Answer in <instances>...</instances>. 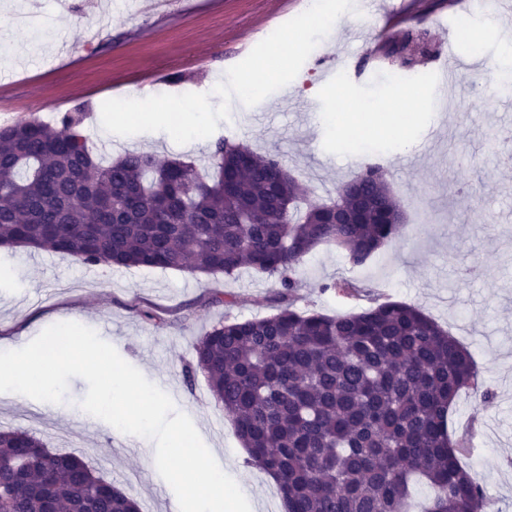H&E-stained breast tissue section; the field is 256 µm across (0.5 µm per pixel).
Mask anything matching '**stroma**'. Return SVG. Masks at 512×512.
Instances as JSON below:
<instances>
[{
    "instance_id": "35a3bbf8",
    "label": "stroma",
    "mask_w": 512,
    "mask_h": 512,
    "mask_svg": "<svg viewBox=\"0 0 512 512\" xmlns=\"http://www.w3.org/2000/svg\"><path fill=\"white\" fill-rule=\"evenodd\" d=\"M34 0H0V77L16 90L4 102L0 124L33 118L54 121L76 106L94 150H127L179 158L198 168L209 163L210 140L180 145L164 132L129 136L107 132L101 107L148 90L160 94L155 70L176 67L181 75L173 93H208L218 77L242 61L241 39L257 45L275 27L305 9L303 0H223L222 10L195 0L185 14L167 20L139 12L133 0H54L39 3L41 22L20 29L19 13ZM426 0H359L312 51L286 91L266 98L267 111L255 112L239 100L231 117L219 122L216 136L278 155L311 200L335 197L338 186L379 163L388 172L393 194L407 217L399 236L365 265H351L335 248L321 247L297 268V309L327 315L357 312L394 300L416 306L469 349L493 399L478 403L461 394L448 414L452 438L466 437L462 466L482 485L489 512H512V96L502 77L512 72V56L499 42L487 41L464 54L478 87L463 108L437 107L438 68L452 41V24L464 6L425 10ZM111 14L103 28L101 17ZM413 28L422 31L430 56L402 73L397 64L373 52L383 37ZM417 97L402 143L373 139L378 155L347 141L336 131L364 106L376 124L402 94ZM320 105L302 116V103ZM479 266L464 280L459 271ZM340 280L364 283L359 295L322 291ZM275 279L251 271L233 278L155 268L89 267L42 251L0 254V340L21 348L54 324L75 316L115 347L150 382L173 395L224 472L249 488L251 512H284L268 475L248 464L230 417L212 399L203 375L187 384L183 368L193 346L224 316L240 320L270 315L268 298ZM234 295L232 308L209 305L214 291ZM150 305L161 325L142 320L136 306ZM88 389L70 378L63 402L18 401L0 393V430L35 433L51 452L87 460L105 479L132 497L139 512H173L177 502L155 462V444L122 433L80 407Z\"/></svg>"
}]
</instances>
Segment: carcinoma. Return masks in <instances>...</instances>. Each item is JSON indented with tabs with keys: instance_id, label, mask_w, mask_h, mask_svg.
I'll use <instances>...</instances> for the list:
<instances>
[{
	"instance_id": "1",
	"label": "carcinoma",
	"mask_w": 512,
	"mask_h": 512,
	"mask_svg": "<svg viewBox=\"0 0 512 512\" xmlns=\"http://www.w3.org/2000/svg\"><path fill=\"white\" fill-rule=\"evenodd\" d=\"M422 34L374 52L414 68ZM81 108L55 123L0 126V247L84 265L275 278L274 313L213 325L186 375L202 372L236 425L248 463L273 476L285 512H486L446 417L461 392L481 403L470 352L418 308L386 301L342 315L295 308L303 259L320 246L365 265L402 228L387 171L368 164L359 195L307 200L276 155L219 138L201 173L146 152L94 154ZM423 481L424 502L413 498ZM0 512H139L82 458L27 430H0Z\"/></svg>"
}]
</instances>
